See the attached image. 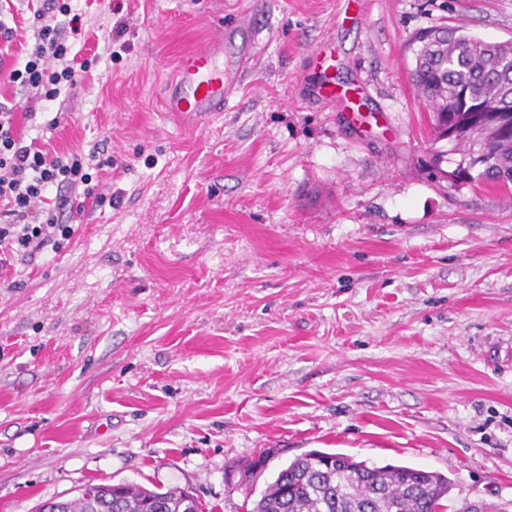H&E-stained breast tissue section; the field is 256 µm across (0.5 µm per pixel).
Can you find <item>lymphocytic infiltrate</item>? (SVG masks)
Wrapping results in <instances>:
<instances>
[{"mask_svg":"<svg viewBox=\"0 0 512 512\" xmlns=\"http://www.w3.org/2000/svg\"><path fill=\"white\" fill-rule=\"evenodd\" d=\"M66 24H59V17ZM11 0H0V85H17L28 92L27 101L49 103L65 90H74L93 65L83 60L71 65L70 37L82 34L80 14L71 0H42L33 12L35 42L11 67H4L5 47L13 43L17 30ZM111 159L96 152L50 150L37 141H24L16 128L12 107L0 102V270L22 254L45 246L62 249L74 234L72 225L58 216L68 206L69 192L82 190L84 199L99 205L105 200L98 193L99 170L111 166ZM60 196L49 197L52 188Z\"/></svg>","mask_w":512,"mask_h":512,"instance_id":"obj_1","label":"lymphocytic infiltrate"}]
</instances>
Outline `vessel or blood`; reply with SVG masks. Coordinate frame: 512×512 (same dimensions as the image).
Instances as JSON below:
<instances>
[{"label": "vessel or blood", "instance_id": "b4317fda", "mask_svg": "<svg viewBox=\"0 0 512 512\" xmlns=\"http://www.w3.org/2000/svg\"><path fill=\"white\" fill-rule=\"evenodd\" d=\"M256 51V42L244 28L218 31L207 47L180 58L162 102L164 111H223L225 103L238 90L240 75Z\"/></svg>", "mask_w": 512, "mask_h": 512}]
</instances>
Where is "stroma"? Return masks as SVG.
<instances>
[{"label":"stroma","mask_w":512,"mask_h":512,"mask_svg":"<svg viewBox=\"0 0 512 512\" xmlns=\"http://www.w3.org/2000/svg\"><path fill=\"white\" fill-rule=\"evenodd\" d=\"M73 6L97 62L17 128L104 142L112 201L0 285V512L122 482L250 512L313 449L442 473L452 508L512 500V187L431 175L448 143L409 80L413 36L512 40V0ZM239 23L259 51L223 111L164 112L179 56ZM327 75L362 88L360 123Z\"/></svg>","instance_id":"35a3bbf8"}]
</instances>
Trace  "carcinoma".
Here are the masks:
<instances>
[{"instance_id": "1", "label": "carcinoma", "mask_w": 512, "mask_h": 512, "mask_svg": "<svg viewBox=\"0 0 512 512\" xmlns=\"http://www.w3.org/2000/svg\"><path fill=\"white\" fill-rule=\"evenodd\" d=\"M410 80L433 114L435 140L445 123L462 132L452 151L461 160L454 184H512V134L484 137L472 125L480 110L512 113V41H485L444 28L411 41ZM454 483L447 476L408 466L370 467L343 453L313 450L281 469L253 503L252 512H445ZM88 484L78 497L56 502L58 512H201L185 491L125 484Z\"/></svg>"}]
</instances>
